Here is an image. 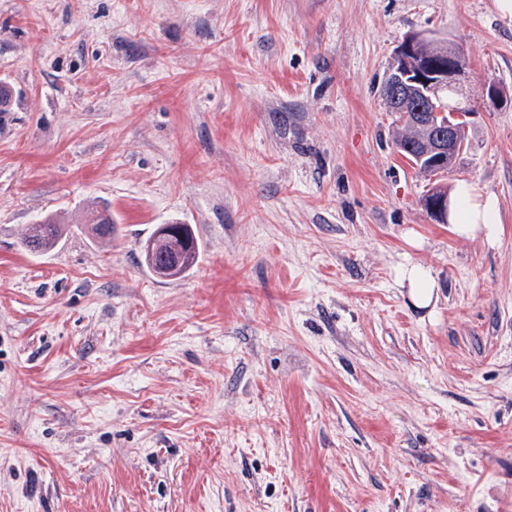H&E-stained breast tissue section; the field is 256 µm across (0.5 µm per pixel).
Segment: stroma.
<instances>
[{"label": "stroma", "instance_id": "obj_1", "mask_svg": "<svg viewBox=\"0 0 512 512\" xmlns=\"http://www.w3.org/2000/svg\"><path fill=\"white\" fill-rule=\"evenodd\" d=\"M420 32L460 44L474 110L437 178L379 94ZM488 82L512 97L493 0H0V512H512ZM461 181L496 244L423 209ZM51 214L57 245L23 250ZM161 224L200 244L176 280L144 264ZM403 279L408 282L410 294L417 307H425L430 304L434 290V281L427 271L411 266L403 272Z\"/></svg>", "mask_w": 512, "mask_h": 512}]
</instances>
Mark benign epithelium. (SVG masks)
Returning a JSON list of instances; mask_svg holds the SVG:
<instances>
[{
	"label": "benign epithelium",
	"mask_w": 512,
	"mask_h": 512,
	"mask_svg": "<svg viewBox=\"0 0 512 512\" xmlns=\"http://www.w3.org/2000/svg\"><path fill=\"white\" fill-rule=\"evenodd\" d=\"M466 65L463 50L450 39H434L423 33L407 37L393 53L384 82L385 98L394 112H413L418 124H425L428 113L438 111L433 97L437 90L455 85ZM473 112L448 111L444 130L433 136L426 149L436 156L438 169L454 165L463 150L459 132L467 127ZM421 206L438 224L447 223L448 195L438 192L425 196ZM170 225H160L157 241L148 249V260L155 275L171 280L178 277L180 249L169 244ZM163 247V261H156L158 247Z\"/></svg>",
	"instance_id": "1"
}]
</instances>
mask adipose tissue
<instances>
[{"label": "adipose tissue", "mask_w": 512, "mask_h": 512, "mask_svg": "<svg viewBox=\"0 0 512 512\" xmlns=\"http://www.w3.org/2000/svg\"><path fill=\"white\" fill-rule=\"evenodd\" d=\"M453 207L450 221L454 231L462 237L484 235L488 243H495L501 232L499 203L491 194L478 192L468 183H458L452 193Z\"/></svg>", "instance_id": "obj_1"}]
</instances>
